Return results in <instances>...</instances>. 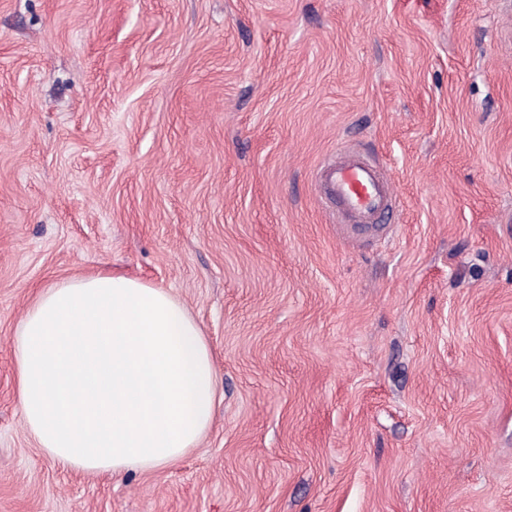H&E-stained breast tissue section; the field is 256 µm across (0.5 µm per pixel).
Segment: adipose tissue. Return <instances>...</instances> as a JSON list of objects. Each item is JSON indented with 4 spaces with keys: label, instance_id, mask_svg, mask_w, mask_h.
<instances>
[{
    "label": "adipose tissue",
    "instance_id": "ef3b65f1",
    "mask_svg": "<svg viewBox=\"0 0 512 512\" xmlns=\"http://www.w3.org/2000/svg\"><path fill=\"white\" fill-rule=\"evenodd\" d=\"M14 353L25 426L63 467L166 466L211 425L210 346L165 289L105 274L45 285Z\"/></svg>",
    "mask_w": 512,
    "mask_h": 512
}]
</instances>
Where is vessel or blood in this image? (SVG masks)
Segmentation results:
<instances>
[{
	"label": "vessel or blood",
	"mask_w": 512,
	"mask_h": 512,
	"mask_svg": "<svg viewBox=\"0 0 512 512\" xmlns=\"http://www.w3.org/2000/svg\"><path fill=\"white\" fill-rule=\"evenodd\" d=\"M326 202L345 220L374 223L392 206L393 189L380 167L356 153L320 172Z\"/></svg>",
	"instance_id": "b4317fda"
}]
</instances>
